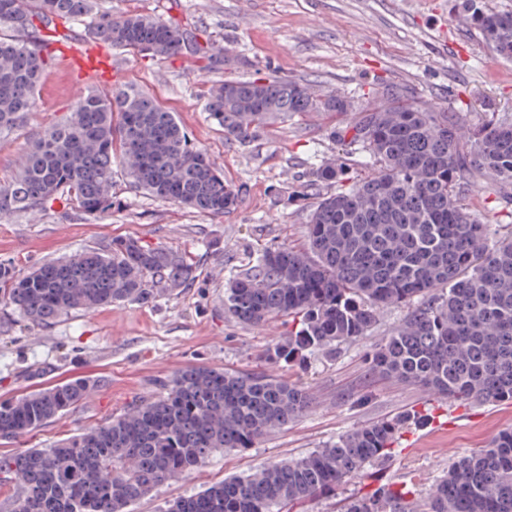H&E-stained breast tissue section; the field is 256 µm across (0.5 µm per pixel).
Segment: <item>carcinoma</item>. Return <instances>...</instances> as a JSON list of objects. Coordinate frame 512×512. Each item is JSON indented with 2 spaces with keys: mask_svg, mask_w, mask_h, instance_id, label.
<instances>
[{
  "mask_svg": "<svg viewBox=\"0 0 512 512\" xmlns=\"http://www.w3.org/2000/svg\"><path fill=\"white\" fill-rule=\"evenodd\" d=\"M466 23L512 61V12L463 0ZM86 23L87 42L141 57L189 53L212 69L225 59L188 38L172 18L94 12L92 0H0V134L35 111L54 20ZM205 108L224 136L250 142L277 119L306 112H351L330 129L360 169L320 164L314 182H334L312 205L307 250L263 252L229 282L225 310L260 326L288 318V339L270 354L290 364L315 349L360 338L391 305L405 320L373 354L380 374L448 399L512 401V231L489 225L462 203L484 173L512 184V122L493 117L462 127L446 108L388 85L362 107L339 93L315 97L277 76L226 79ZM135 187L222 217L238 190L197 148L175 115L144 90L109 97L86 91L63 123L39 138L17 173L0 184V214L38 212L60 201L94 214L112 206V170ZM182 254L136 239L50 260L19 276L0 266V297L29 323L46 326L104 305L149 303L196 277ZM89 376L0 401V441H15L59 418L98 386ZM309 396L267 373L189 366L111 418L52 448L0 454V486L12 484L9 512H127L134 502L182 478L219 452L247 448L305 413ZM406 418L354 429L295 460L270 461L195 494L164 512H290L391 458ZM345 512H512V431L460 457L425 493L381 484Z\"/></svg>",
  "mask_w": 512,
  "mask_h": 512,
  "instance_id": "obj_1",
  "label": "carcinoma"
}]
</instances>
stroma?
Here are the masks:
<instances>
[{"label":"stroma","instance_id":"stroma-1","mask_svg":"<svg viewBox=\"0 0 512 512\" xmlns=\"http://www.w3.org/2000/svg\"><path fill=\"white\" fill-rule=\"evenodd\" d=\"M97 6L115 15L174 18L189 34L209 39L213 52L232 54L228 69L206 70L188 55L150 59L99 47L120 84L148 91L174 112L238 190L239 203L229 215L209 217L134 188L120 169L109 210L86 214L56 202L40 213L0 216V266L17 273L117 238L180 252L198 268L192 281L151 303L103 306L43 327L0 305V400L77 376L101 381L63 417L0 443V453L52 447L135 398L155 396L159 381L192 365L276 375L304 389L311 407L249 447L214 455L130 512H162L168 500L225 477L305 455L381 419L411 416L389 461L306 506L307 512H339L348 499L381 484L425 490L460 456L512 428V402L444 399L376 373L372 353L403 320L404 307L386 308L367 336L313 351L288 367L266 359L285 331L280 320L253 327L224 311L227 283L262 251L304 247L314 201L310 168L342 160L343 151L328 135L339 115L323 112L270 124L246 145L227 139L205 109L212 84L228 73L270 72L308 84L314 95L336 91L358 105L383 86L404 85L418 99L448 108L465 127L492 115L512 119V61L497 58L470 30L460 0H97ZM73 98L70 74L60 60L50 61L35 111L0 135V182ZM465 202L489 222L505 223L512 185L482 177Z\"/></svg>","mask_w":512,"mask_h":512}]
</instances>
